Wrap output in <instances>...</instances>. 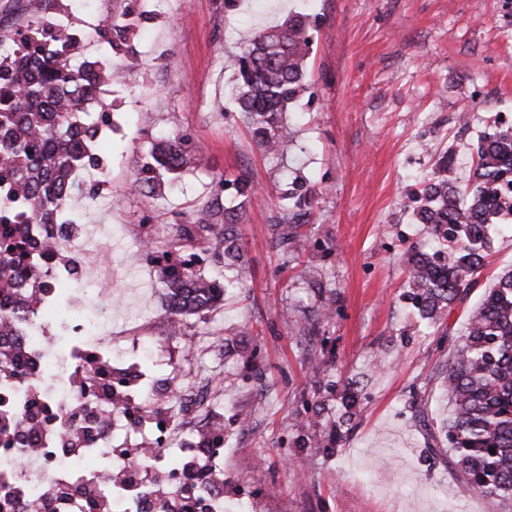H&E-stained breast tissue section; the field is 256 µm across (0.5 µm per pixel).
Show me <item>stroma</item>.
<instances>
[{
    "instance_id": "1",
    "label": "stroma",
    "mask_w": 512,
    "mask_h": 512,
    "mask_svg": "<svg viewBox=\"0 0 512 512\" xmlns=\"http://www.w3.org/2000/svg\"><path fill=\"white\" fill-rule=\"evenodd\" d=\"M129 0L77 6L84 52L130 67L107 86L109 111L97 149L107 183L81 172L68 203L92 239L83 275L105 332L146 336L166 319V265L146 240L214 197L219 180L248 179L256 194L237 226L248 263H216L215 246L188 248L196 271L234 281L220 306L181 320L158 338L157 373H174L209 396L224 417V504L238 512H488L486 499L448 462V404L441 373L481 288L512 269V230L492 228L481 287L428 327L404 300L407 257L435 245L407 207L408 195L445 153L465 184L479 135L512 116V0H138L167 12L143 24L135 60L113 53L96 29ZM310 18L307 91L285 115L299 133L287 154L266 156L231 96L232 59L256 33L288 16ZM468 110L470 123L456 116ZM201 147L204 169L181 170L160 197L134 191L137 161L155 137ZM314 193L307 248L283 264L273 226L295 175ZM330 308L326 319L315 313ZM320 361L312 372L309 360ZM355 415L342 426L345 389ZM420 394L428 425L413 415Z\"/></svg>"
}]
</instances>
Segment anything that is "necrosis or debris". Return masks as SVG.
Wrapping results in <instances>:
<instances>
[{"label":"necrosis or debris","mask_w":512,"mask_h":512,"mask_svg":"<svg viewBox=\"0 0 512 512\" xmlns=\"http://www.w3.org/2000/svg\"><path fill=\"white\" fill-rule=\"evenodd\" d=\"M87 328L82 312L59 318L38 305L18 338L23 377H0V389L9 388L21 406L9 441L0 440V489L15 493L11 512H31L35 496L67 482L122 499L123 512H157L150 483L161 468L167 471L169 493L177 491L180 464L166 450L173 442H187L190 433L183 421L203 410L204 400L177 396L174 376L156 377L144 370L141 337H129L125 359L116 361L111 337L88 336ZM121 371L132 378L123 405L90 422L88 415L97 410L103 393L100 374ZM35 397L45 406L36 417L27 411ZM70 432L84 440L75 456L62 446ZM116 433L128 441L139 435L153 441L146 454L130 448L124 465L133 480L126 485L102 478L115 466L111 442Z\"/></svg>","instance_id":"necrosis-or-debris-1"}]
</instances>
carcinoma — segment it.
I'll return each mask as SVG.
<instances>
[{
    "label": "carcinoma",
    "instance_id": "1",
    "mask_svg": "<svg viewBox=\"0 0 512 512\" xmlns=\"http://www.w3.org/2000/svg\"><path fill=\"white\" fill-rule=\"evenodd\" d=\"M57 0H30L29 19L13 35L0 36V327L28 320L35 305L54 299L69 304L81 271L53 253L45 239L32 253L25 247L28 225L46 224L60 232L75 229L66 215L82 170H106V160L93 150L101 128L110 125L102 112L90 115L101 88L121 83L122 71L99 60L71 63L80 38L73 22L62 26L48 16ZM154 11L126 9L102 23L97 37L112 52L135 54L132 35ZM308 17L290 16L249 40L235 56V100L247 127L263 152L284 154L296 131L285 126L290 111L305 91L303 62L310 52ZM465 189L452 177L453 157L444 154L409 196L418 223L450 250L430 255L421 251L407 259V297L421 319L432 326L456 303L479 287L478 277L491 247L490 228L512 213V126L501 124L481 135ZM187 163L184 142L176 137L154 145L138 166L134 185L152 194ZM242 202L225 207L214 201L197 210L185 224L171 225L166 250L218 236L217 257L230 268L247 263L234 225L255 187L237 184ZM283 224H307L308 193L294 183L285 194ZM171 317L200 314L224 302V288L186 263L168 265L161 278ZM18 356L0 350V374L14 375ZM450 414L446 438L452 463L463 481L488 501L491 512L512 500V271L484 289L471 311L464 334L456 341L453 359L443 376ZM495 453H490V449Z\"/></svg>",
    "mask_w": 512,
    "mask_h": 512
}]
</instances>
